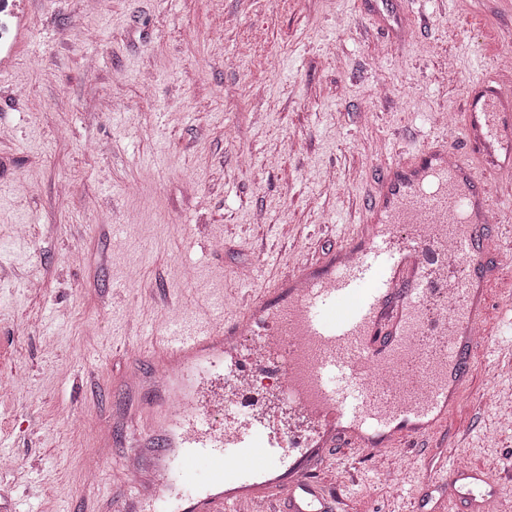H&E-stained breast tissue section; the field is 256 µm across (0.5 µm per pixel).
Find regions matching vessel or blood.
Instances as JSON below:
<instances>
[{"label":"vessel or blood","mask_w":512,"mask_h":512,"mask_svg":"<svg viewBox=\"0 0 512 512\" xmlns=\"http://www.w3.org/2000/svg\"><path fill=\"white\" fill-rule=\"evenodd\" d=\"M462 133L466 153L440 141L389 162L341 248L248 289L234 318L160 331L136 352L146 369L126 384L143 399L128 419L141 434L125 480L151 489L114 512H241L252 497L262 512H334L345 501L321 474L343 449L421 448L460 395L485 405L470 388L485 348L474 330L490 322L489 283L512 273V225L488 193L492 183L512 193L511 71L469 92ZM259 371L283 375L278 397L299 426L276 428L251 401ZM227 391L237 415L228 425L214 413ZM433 480L431 512L498 508L482 469L452 462Z\"/></svg>","instance_id":"b4317fda"}]
</instances>
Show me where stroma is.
I'll use <instances>...</instances> for the list:
<instances>
[{
	"mask_svg": "<svg viewBox=\"0 0 512 512\" xmlns=\"http://www.w3.org/2000/svg\"><path fill=\"white\" fill-rule=\"evenodd\" d=\"M0 71V503L97 512L131 348L347 240L383 164L450 137L512 63V0H27ZM445 435L512 501V346L484 329ZM113 435L99 481L84 465ZM442 449L352 451L348 512H405Z\"/></svg>",
	"mask_w": 512,
	"mask_h": 512,
	"instance_id": "obj_1",
	"label": "stroma"
}]
</instances>
